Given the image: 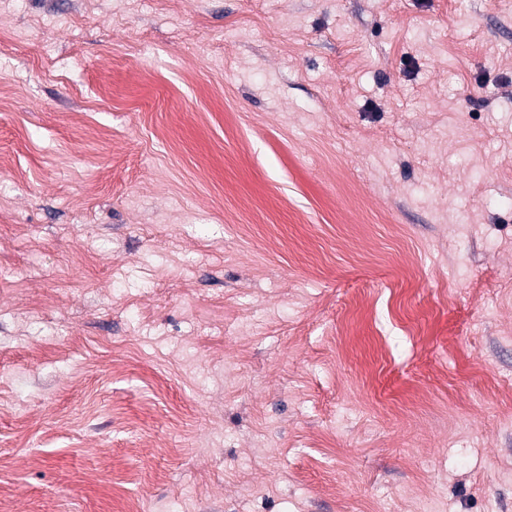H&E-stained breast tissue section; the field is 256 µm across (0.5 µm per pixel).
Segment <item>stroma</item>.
Wrapping results in <instances>:
<instances>
[{"mask_svg":"<svg viewBox=\"0 0 512 512\" xmlns=\"http://www.w3.org/2000/svg\"><path fill=\"white\" fill-rule=\"evenodd\" d=\"M512 512V0H0V512Z\"/></svg>","mask_w":512,"mask_h":512,"instance_id":"stroma-1","label":"stroma"}]
</instances>
